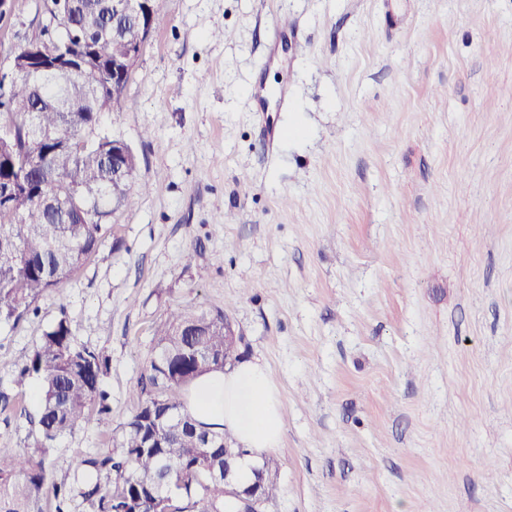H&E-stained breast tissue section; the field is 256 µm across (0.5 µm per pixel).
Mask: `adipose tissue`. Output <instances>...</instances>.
<instances>
[{"instance_id":"1","label":"adipose tissue","mask_w":512,"mask_h":512,"mask_svg":"<svg viewBox=\"0 0 512 512\" xmlns=\"http://www.w3.org/2000/svg\"><path fill=\"white\" fill-rule=\"evenodd\" d=\"M188 409L205 424L230 429L246 448V456L238 463L240 482H249L258 460L280 444L282 406L260 363L247 360L202 375L189 390Z\"/></svg>"}]
</instances>
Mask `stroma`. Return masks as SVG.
<instances>
[{
	"label": "stroma",
	"mask_w": 512,
	"mask_h": 512,
	"mask_svg": "<svg viewBox=\"0 0 512 512\" xmlns=\"http://www.w3.org/2000/svg\"><path fill=\"white\" fill-rule=\"evenodd\" d=\"M101 127L148 185L38 316L0 326V444L33 448L13 374L60 315L111 358L108 454L154 331L224 310L282 404L262 512H512V0H163ZM43 0L0 23V60ZM224 30V39L214 31Z\"/></svg>",
	"instance_id": "35a3bbf8"
}]
</instances>
